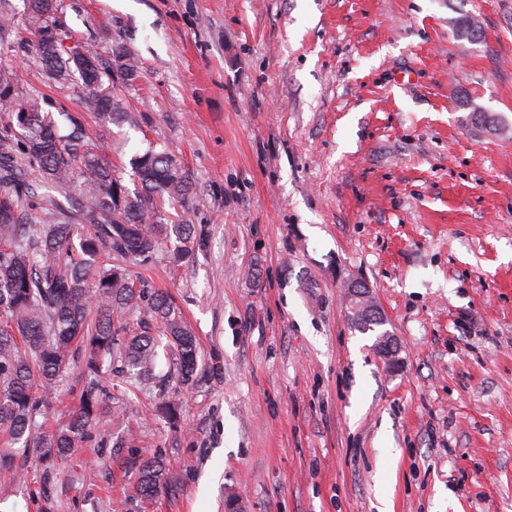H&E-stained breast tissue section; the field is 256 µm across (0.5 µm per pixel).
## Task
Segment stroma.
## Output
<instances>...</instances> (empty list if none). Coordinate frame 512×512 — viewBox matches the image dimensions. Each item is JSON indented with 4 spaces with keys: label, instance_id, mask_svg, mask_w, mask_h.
Masks as SVG:
<instances>
[{
    "label": "stroma",
    "instance_id": "stroma-1",
    "mask_svg": "<svg viewBox=\"0 0 512 512\" xmlns=\"http://www.w3.org/2000/svg\"><path fill=\"white\" fill-rule=\"evenodd\" d=\"M461 15L483 41L455 36ZM63 20L106 63L138 58L111 77L137 126L86 111L27 42L0 66L129 189L151 146L189 172L206 248L129 272L180 307L204 369L178 430L154 383L111 374L66 463L17 456L23 487L0 473V512H512V0H63ZM351 278L398 366L352 321ZM83 385L78 359L45 429ZM350 310L356 315L374 312L379 314L374 304L370 289L362 282L353 280L345 285ZM166 464L162 458H153L140 465L139 490L145 497H154L165 482Z\"/></svg>",
    "mask_w": 512,
    "mask_h": 512
}]
</instances>
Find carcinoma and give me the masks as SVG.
<instances>
[{"mask_svg":"<svg viewBox=\"0 0 512 512\" xmlns=\"http://www.w3.org/2000/svg\"><path fill=\"white\" fill-rule=\"evenodd\" d=\"M7 0H0V40L14 27ZM26 31L37 55L62 87L81 80L80 97L87 110L134 126L138 119L112 91L98 54L68 45L60 0H27ZM454 33L478 41L482 30L466 16L451 20ZM115 65L128 80L139 62L116 54ZM44 98L20 90L13 70L0 67V469L18 484L28 473L14 465L13 448H42L45 469L70 456L101 415L107 388L104 357L113 368L136 370L141 380L156 379L159 411L180 428V405L171 400L167 378L155 377L158 337L175 351L174 372L185 390L198 381L196 337L180 310L162 292L137 290L125 263H145L159 245L175 240L171 259L180 262L206 246L207 229L183 219L165 224L155 197L184 204L192 191L191 176L178 160L148 150L134 160L141 191L132 193L112 175L105 150L91 147L76 118L62 133ZM38 172L39 182L26 171ZM70 196L63 210L43 196L34 217L25 202L37 197L38 183ZM112 261L101 259L102 252ZM135 307L143 319L137 328L115 327L113 313ZM84 353V386L79 404L66 423L40 431L36 418L46 413L44 396L54 389L75 351ZM166 464L153 458L140 465L139 490L158 494Z\"/></svg>","mask_w":512,"mask_h":512,"instance_id":"cac0c4a2","label":"carcinoma"}]
</instances>
